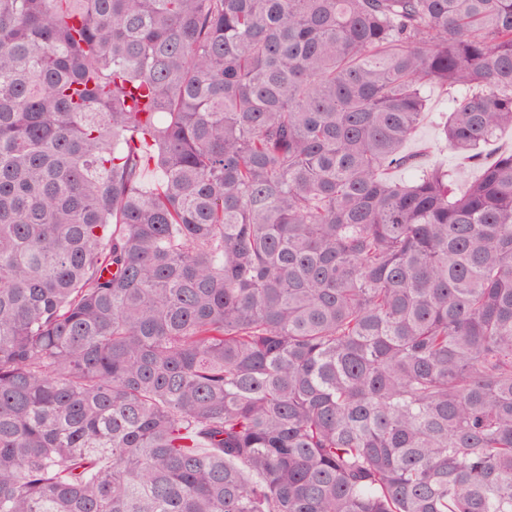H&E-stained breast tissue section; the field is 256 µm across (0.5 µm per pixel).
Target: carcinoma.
Listing matches in <instances>:
<instances>
[{
	"mask_svg": "<svg viewBox=\"0 0 512 512\" xmlns=\"http://www.w3.org/2000/svg\"><path fill=\"white\" fill-rule=\"evenodd\" d=\"M511 127L512 0H0V512H512ZM426 114L412 138L405 144L404 152L418 155L421 163L463 172L459 188L474 181L481 169L470 165L463 157L446 146L442 132V113L448 112V96L435 87H427Z\"/></svg>",
	"mask_w": 512,
	"mask_h": 512,
	"instance_id": "cac0c4a2",
	"label": "carcinoma"
}]
</instances>
